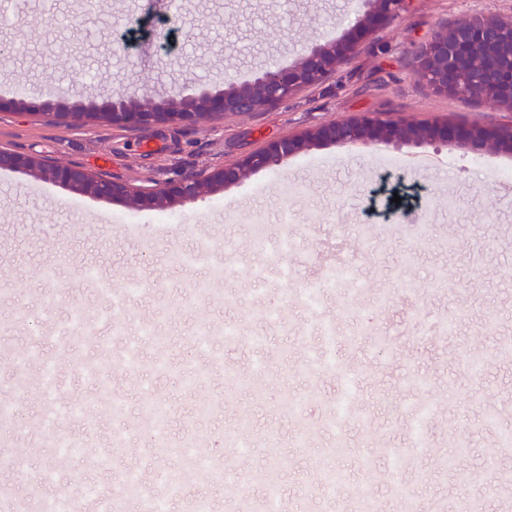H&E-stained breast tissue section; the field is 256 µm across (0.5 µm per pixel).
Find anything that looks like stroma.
<instances>
[{"mask_svg": "<svg viewBox=\"0 0 512 512\" xmlns=\"http://www.w3.org/2000/svg\"><path fill=\"white\" fill-rule=\"evenodd\" d=\"M355 8L354 0H290L283 8L269 0H28L20 11L8 0L0 12V44L16 51L0 54V87L9 86L13 98L26 93L28 107L0 112V146L138 184L149 178L175 181L192 168L232 163L284 137L361 112L418 123H512V112L493 103L431 94L411 66L413 47L439 26L476 11L512 13V0H412L398 18L367 35L356 57L336 74L259 112L146 130L102 121L65 124L42 114L53 88L59 101L88 109L137 88L156 96L173 88L193 95L223 88L229 76L245 79L253 68L288 67L305 45L350 29ZM509 169L512 153L474 155L451 145L398 152L376 144L324 145L277 170L252 173L224 191L173 207L168 224L120 201L0 169V342L11 346L0 353V401L16 397L17 354L35 333L67 331L73 307L96 320L99 335L110 336L112 322L101 316L107 304L80 275L89 263L116 287L130 277L148 282V291L129 300L131 333L156 322L179 348L198 323L220 330L233 322L243 335L265 334L273 343L258 374L245 355L236 354L245 383L241 395L225 380L220 342L201 354L208 374L190 391L170 376L150 380L156 349L147 336L135 368L127 365L119 339L105 353L89 345L68 354L44 349V359L57 368L54 388L27 396L23 428L0 427V480L18 486L50 477L54 488L90 512V490L113 488L130 471L164 493L154 483L162 468L196 491L212 493V512H233L217 494V482L186 467L175 448L144 447L137 423L154 397L174 406L173 438L192 425L201 438L199 453L216 460L234 453L224 436L236 427L240 409L249 411L255 434L276 425L288 452L278 484L294 512H327L319 499L294 491L315 487L325 475L311 448L330 451L345 439L347 472L334 512H347L368 482L358 468L359 454L375 450L376 469L390 472L385 449L409 446L402 417L408 407L405 382L379 376L381 356L367 352L352 360L356 401L368 411V421L346 424L339 434L313 426L306 447L292 441L306 417H289L265 398L277 388L292 397L317 391L324 408L335 399L329 377L318 373L306 380L300 371L309 353L322 348V323L348 326L354 309L341 288L325 291L315 312L297 293L316 273L308 255L340 249L369 290L392 293L391 307L380 316L391 332L411 330L415 312L433 328L447 320L454 324L453 333L425 356L436 380L418 396L434 409L429 444L374 491L383 512H399L404 492L421 498L423 512H457L461 500L484 494L498 471L512 470V453L496 449L499 427H512V361L476 376L458 357L466 347L492 348L482 330L485 314H496L501 335L512 336V179L502 176ZM397 195L407 197L409 211L399 221L389 215ZM186 224L199 225L200 240L222 250L223 276L197 295L191 288L202 271L180 262L191 243L182 230ZM258 236L267 251L255 248ZM285 238L295 251L284 259L276 248ZM60 254L69 259L67 269L57 283L45 282L44 262ZM257 264L266 265L264 278L254 277ZM163 288L171 309L160 318L154 300ZM272 289L281 297L275 324L265 313ZM48 293L54 304L38 325L29 324V309ZM89 364L117 388L116 400L101 398L85 375ZM220 397L226 400L222 414L200 413L201 403ZM80 406L96 420L94 433H87L86 419L77 414ZM496 407L505 411L499 427L485 426L482 411ZM463 436L472 441L470 453L454 469L439 466L441 448Z\"/></svg>", "mask_w": 512, "mask_h": 512, "instance_id": "stroma-1", "label": "stroma"}]
</instances>
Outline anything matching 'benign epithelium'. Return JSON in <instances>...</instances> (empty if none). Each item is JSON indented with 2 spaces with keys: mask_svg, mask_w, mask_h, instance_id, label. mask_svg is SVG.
I'll use <instances>...</instances> for the list:
<instances>
[{
  "mask_svg": "<svg viewBox=\"0 0 512 512\" xmlns=\"http://www.w3.org/2000/svg\"><path fill=\"white\" fill-rule=\"evenodd\" d=\"M409 2L362 0L364 11L356 18L354 35L304 48L286 73L267 69L243 81L227 78L223 89L196 96H184L179 91L158 99L148 94L122 95L103 103L97 112L62 110L54 116L73 120L99 117L116 126L139 129L159 122L198 123L214 115L259 112L335 74L356 56L364 35L392 22ZM411 65L415 76L436 96L486 100L512 112V14L478 12L450 26L438 27L428 40L414 47ZM354 141L384 144L395 150L449 143L479 155L512 153V125H426L366 113L319 126L301 136L282 138L231 164L188 171L168 184L149 179L134 186L104 173L91 174L4 148L0 149V169L32 172L80 194L122 200L135 210L164 212L183 200L213 195L253 172L273 170L311 146Z\"/></svg>",
  "mask_w": 512,
  "mask_h": 512,
  "instance_id": "7a95c632",
  "label": "benign epithelium"
}]
</instances>
